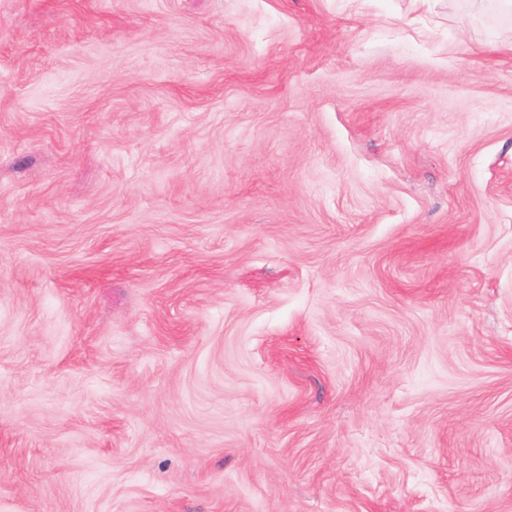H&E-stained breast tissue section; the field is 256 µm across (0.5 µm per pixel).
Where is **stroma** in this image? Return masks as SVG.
Instances as JSON below:
<instances>
[{
  "label": "stroma",
  "mask_w": 512,
  "mask_h": 512,
  "mask_svg": "<svg viewBox=\"0 0 512 512\" xmlns=\"http://www.w3.org/2000/svg\"><path fill=\"white\" fill-rule=\"evenodd\" d=\"M0 512H512V10L0 0Z\"/></svg>",
  "instance_id": "stroma-1"
}]
</instances>
